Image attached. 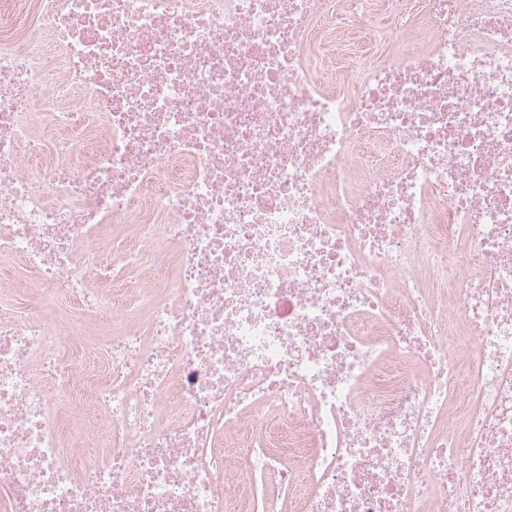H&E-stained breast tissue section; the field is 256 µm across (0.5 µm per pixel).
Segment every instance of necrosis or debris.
<instances>
[{"label":"necrosis or debris","mask_w":512,"mask_h":512,"mask_svg":"<svg viewBox=\"0 0 512 512\" xmlns=\"http://www.w3.org/2000/svg\"><path fill=\"white\" fill-rule=\"evenodd\" d=\"M0 512H512V0H0Z\"/></svg>","instance_id":"necrosis-or-debris-1"}]
</instances>
